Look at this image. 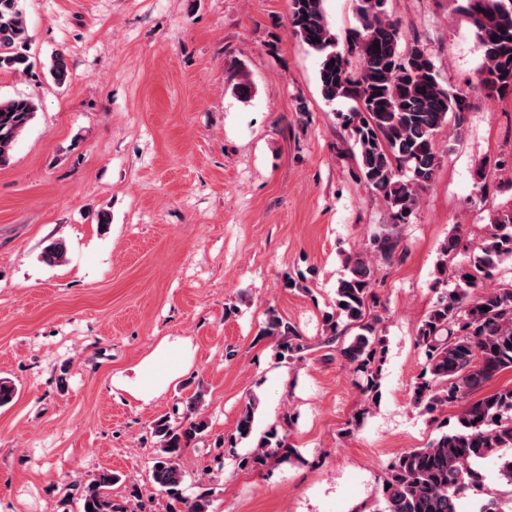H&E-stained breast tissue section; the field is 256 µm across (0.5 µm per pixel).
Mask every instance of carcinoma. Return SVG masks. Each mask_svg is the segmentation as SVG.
Here are the masks:
<instances>
[{
    "label": "carcinoma",
    "instance_id": "obj_1",
    "mask_svg": "<svg viewBox=\"0 0 512 512\" xmlns=\"http://www.w3.org/2000/svg\"><path fill=\"white\" fill-rule=\"evenodd\" d=\"M290 32L320 56L318 85L323 99H348L354 106L338 113L357 157L360 179L388 205L391 223L374 232L369 250L344 258L346 274L336 286L331 310L323 314L321 344L336 349L352 375L363 409L348 420L345 433L359 430L370 406L380 398L378 373L387 355L381 317L371 313L380 263L404 259L394 228L415 210L419 192L434 178L440 163L436 137L450 121H462L466 98L451 93L435 64L418 43L402 47L398 21L385 9L386 0H361L359 26L351 31L346 51L336 50V35L328 24L324 0H290ZM461 6L474 27L482 51L478 88L486 93L512 91V0H464ZM318 41H312V38ZM28 36L20 0H0V69L27 73ZM48 73L59 86L69 70L65 55L55 54ZM31 96L0 99V166L37 113ZM457 247L450 237L441 247L434 288L439 295L421 320L416 336L423 367L411 387L410 404L438 423L441 432L422 448L394 457L387 465L370 512H466L470 490L480 491L482 461H501L499 481L507 491L490 490L472 504L471 512H512V386L480 398L474 394L500 373L512 371V285L489 287L487 281L512 259V209L491 222L489 236L466 264L448 268V255ZM68 245L58 239L44 247L48 265L62 262ZM463 284L448 288V277ZM488 310H482V307ZM259 335L274 341L275 359L293 365L306 358L309 346L295 325L275 309L266 312ZM260 400L244 405L233 433L214 445L234 448L242 442L253 451L239 465L251 468L301 460L287 441L293 415L256 432ZM459 408L457 426L436 413L447 405ZM205 394L197 392L178 422H154L158 455L151 479L166 497V512H209L212 491L199 482L192 497L183 494L188 473L182 463L186 448L208 433L201 417ZM119 476L98 470L79 486L81 512H146L142 500L119 499L112 486ZM93 510H87V505Z\"/></svg>",
    "mask_w": 512,
    "mask_h": 512
}]
</instances>
